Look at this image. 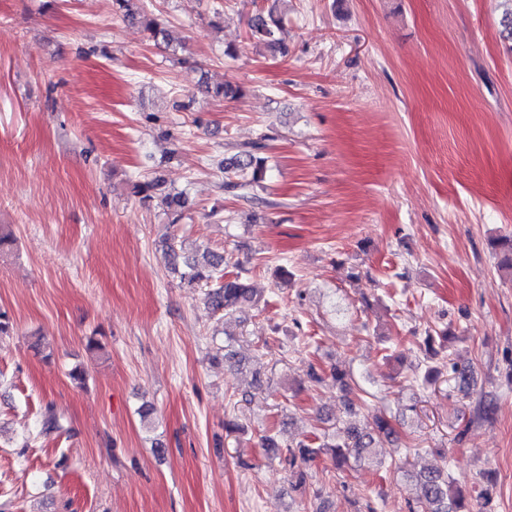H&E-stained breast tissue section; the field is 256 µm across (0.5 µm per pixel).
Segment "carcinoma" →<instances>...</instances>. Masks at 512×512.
Here are the masks:
<instances>
[{
    "instance_id": "obj_1",
    "label": "carcinoma",
    "mask_w": 512,
    "mask_h": 512,
    "mask_svg": "<svg viewBox=\"0 0 512 512\" xmlns=\"http://www.w3.org/2000/svg\"><path fill=\"white\" fill-rule=\"evenodd\" d=\"M116 15L138 23L149 34L156 46H167L171 42L169 29L153 14L149 13L143 0H113ZM282 19L270 13L261 14L249 20L247 38L257 45L277 49V31ZM266 136L245 147L236 156L224 160V189L244 190L263 182L268 174L266 158L260 156L266 148ZM132 193L143 201L160 198L159 204L171 224H179L185 218L189 202L182 192H166L157 179H136L131 181ZM161 251L171 269L179 275L180 282L189 288L200 284L209 287L208 299L214 313L226 320L236 309L256 302L254 292L239 272L224 271V255L206 251L201 256L183 252L182 244L171 237L161 242ZM336 385L347 397V411L352 413L355 403L349 398L353 390L365 396L374 393L361 386L352 372H334ZM395 434L391 421L385 416H377L373 422L358 427L344 420L335 423L334 433L316 441H298L294 444L282 442L277 435L265 433L259 437L260 445L274 453L280 464L290 475L304 480L303 465L315 460L321 453L332 455L336 465L374 464L377 462L374 448L380 441ZM419 485L416 504L408 505L410 512H487L491 500L489 489L481 490L475 501H470L456 486V480L448 471L434 469L415 473Z\"/></svg>"
}]
</instances>
